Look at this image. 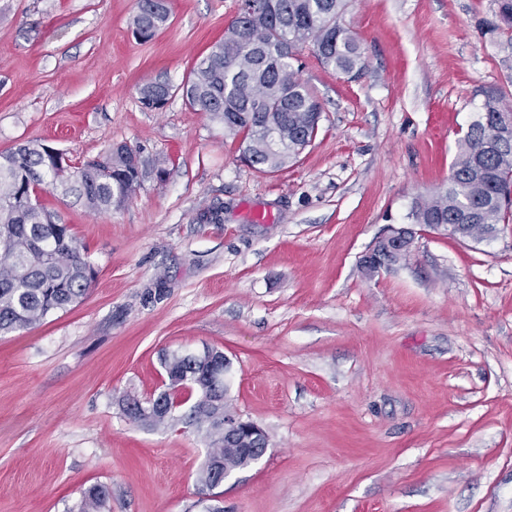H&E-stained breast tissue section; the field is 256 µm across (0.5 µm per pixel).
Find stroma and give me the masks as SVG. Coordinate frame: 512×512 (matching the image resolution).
Here are the masks:
<instances>
[{
	"mask_svg": "<svg viewBox=\"0 0 512 512\" xmlns=\"http://www.w3.org/2000/svg\"><path fill=\"white\" fill-rule=\"evenodd\" d=\"M136 3L0 0V154L36 141L79 166L126 144L145 162L106 213L39 194L96 277L0 335V512H77L98 484L112 512H203L201 433L122 401L161 390L165 352L206 346L269 440L222 486L224 512H512V224L475 242L408 219L447 183L482 90L512 99L493 0H349L364 69L299 54L322 119L273 173L181 95L139 102L148 80L188 78L238 0H168L146 42ZM392 225L411 227L409 256L365 275Z\"/></svg>",
	"mask_w": 512,
	"mask_h": 512,
	"instance_id": "35a3bbf8",
	"label": "stroma"
}]
</instances>
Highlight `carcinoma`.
<instances>
[{"label": "carcinoma", "mask_w": 512, "mask_h": 512, "mask_svg": "<svg viewBox=\"0 0 512 512\" xmlns=\"http://www.w3.org/2000/svg\"><path fill=\"white\" fill-rule=\"evenodd\" d=\"M491 34L512 33V0H494ZM345 0H241L238 15L219 41L194 67L179 89L165 80L144 84L145 108L164 109L176 91L186 103L241 137L248 163L273 172L294 161L316 136L322 108L297 77L293 60L310 44L320 62L341 74L359 75L364 67L361 44L342 23ZM170 19L166 0H137L136 37L150 40ZM479 116L457 139L447 187L416 198L408 218L414 224H504L512 209V129L503 113H512L503 92H482ZM274 132L282 148L267 143ZM46 146L26 142L0 154V334L25 330L54 312L66 311L87 294L96 270L67 224H56L34 190L50 185L73 194L94 213L119 207L140 186L139 153L118 145L100 160L80 167L46 164ZM210 360L167 353L162 358L167 389L152 396L146 414L135 396L123 400L124 413L152 428L182 425L204 433L209 451L199 469L197 490L216 497L224 472L252 461L224 446V383L208 377L209 366L224 352L209 349ZM187 386L180 413L169 411L167 390ZM110 492L104 485L87 489L78 512H105Z\"/></svg>", "instance_id": "cac0c4a2"}]
</instances>
